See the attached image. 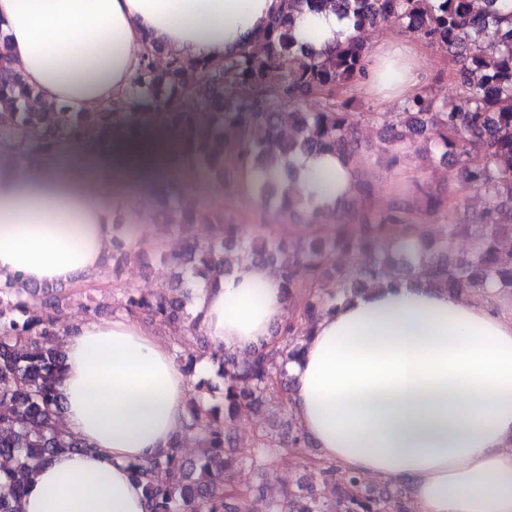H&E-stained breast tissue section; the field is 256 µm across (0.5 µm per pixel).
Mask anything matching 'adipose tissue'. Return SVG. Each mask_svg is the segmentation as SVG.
Wrapping results in <instances>:
<instances>
[{
  "label": "adipose tissue",
  "instance_id": "ef3b65f1",
  "mask_svg": "<svg viewBox=\"0 0 512 512\" xmlns=\"http://www.w3.org/2000/svg\"><path fill=\"white\" fill-rule=\"evenodd\" d=\"M280 0H0V29L38 103L97 112L125 101L150 44L185 59L251 47ZM346 23L296 21L299 39L334 46ZM427 66L421 44L377 43L363 88L378 107L410 98ZM176 148L151 131L79 160L0 162V282L89 285L111 245L99 181L150 190ZM299 190L348 193L332 157L309 159ZM199 328L211 348L271 344L288 320L277 274L242 259L205 289ZM289 363L290 404L320 461L405 490L415 512H512V305L498 290L467 299L418 281L369 290L325 314ZM58 390L82 449L53 456L24 512H146L130 466L166 453L188 420V378L166 341L138 321L85 320L65 337Z\"/></svg>",
  "mask_w": 512,
  "mask_h": 512
}]
</instances>
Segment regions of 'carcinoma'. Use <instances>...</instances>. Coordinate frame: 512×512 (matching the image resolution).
I'll list each match as a JSON object with an SVG mask.
<instances>
[{
    "mask_svg": "<svg viewBox=\"0 0 512 512\" xmlns=\"http://www.w3.org/2000/svg\"><path fill=\"white\" fill-rule=\"evenodd\" d=\"M502 0H281L257 40L261 52L242 50L222 61L172 58L155 67L147 51L141 72L128 94L132 111L67 112L53 103L31 112L27 102L38 93L27 86L14 66L0 33V147L13 157L53 156L60 140L84 143L100 150L117 139L133 140L154 122L151 109L164 111L163 125L174 132L176 162H191L219 176L243 180L263 171L274 179L258 178L247 186L262 204L290 215L301 212L312 222L332 218L331 231L313 232L288 243L265 235H244L224 213L183 202L184 187L167 182L161 196L166 221L182 230L191 224H211L214 238L207 244L190 241L164 259L189 272L190 282L207 285L228 273L226 255L243 250L256 262L278 268L289 303L285 326L276 333L279 346L263 345L239 362L224 353L222 402L188 399L189 422L170 451L130 466L143 485L147 512H253L239 495L246 488L245 472L265 468L281 447L311 446L299 428L278 436L264 435L247 457L224 450L226 428L242 409L257 411L275 394L292 386L286 364L301 356L303 342L317 321L338 304L394 274V283L413 281L418 274L450 293L479 292L488 284L512 291V258H502L499 242L512 238V9ZM327 6L349 21L344 40L316 49L295 34L296 18ZM386 23L409 32L439 49L457 66L460 90L469 107L437 103L426 93L407 100L402 112L349 111L350 101L338 102L336 90L355 84L363 71L368 46L361 38L367 26ZM234 89L230 97L224 88ZM318 94L323 110L305 112L303 99ZM295 106L292 112L285 111ZM369 120L383 133L386 167L392 169L411 155L423 164L440 162L448 168V195L430 193L417 184L388 203L374 200L372 186L360 178L354 199L363 211L349 215L342 198L316 199L293 192L302 177L301 161L332 155L349 167L348 152L356 125ZM460 190L483 193L486 206L471 224L451 221L450 203ZM448 219L446 239L434 243L420 232V217ZM422 241L421 267L406 258L378 252L379 241L391 231ZM471 238V253L451 258L459 231ZM132 234L124 225L112 227L114 268L131 256ZM369 255V264L355 270L341 264L345 254ZM191 297H148L124 290L123 307L130 315L177 328L198 326L200 315L189 310ZM307 320L306 327L293 314ZM63 318L62 299L32 288H0V512H23L22 500L35 469L53 455L82 447L62 430V403L56 384L65 370V353L48 345ZM193 437L203 453L186 465L179 448ZM321 484L336 486L325 499L312 492L290 491L266 512H408L399 489L377 492L365 479L341 473L332 464L317 467Z\"/></svg>",
    "mask_w": 512,
    "mask_h": 512,
    "instance_id": "obj_1",
    "label": "carcinoma"
}]
</instances>
